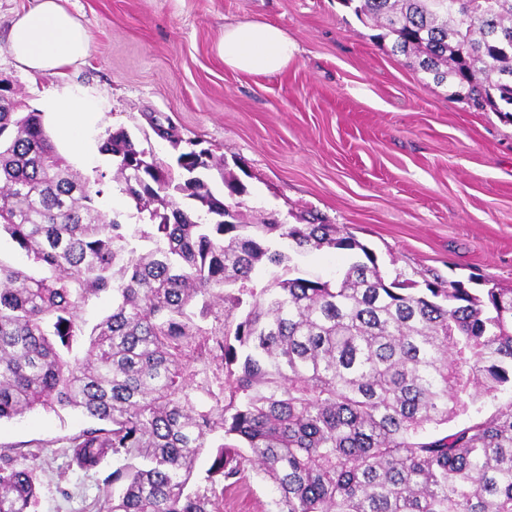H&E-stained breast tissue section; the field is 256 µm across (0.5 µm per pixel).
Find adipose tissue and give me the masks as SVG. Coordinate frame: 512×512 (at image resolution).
I'll return each mask as SVG.
<instances>
[{"mask_svg":"<svg viewBox=\"0 0 512 512\" xmlns=\"http://www.w3.org/2000/svg\"><path fill=\"white\" fill-rule=\"evenodd\" d=\"M66 2L38 0L12 22L8 46L27 74L62 79L68 67L88 57L89 37ZM216 52L227 69L264 76L286 70L296 44L273 23L241 20L225 25ZM43 111L58 136L72 142L80 131L95 124L100 109L84 91L66 85L46 96Z\"/></svg>","mask_w":512,"mask_h":512,"instance_id":"1","label":"adipose tissue"}]
</instances>
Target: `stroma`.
<instances>
[{"label":"stroma","instance_id":"1","mask_svg":"<svg viewBox=\"0 0 512 512\" xmlns=\"http://www.w3.org/2000/svg\"><path fill=\"white\" fill-rule=\"evenodd\" d=\"M37 0H0V78L27 109L56 85L31 79L9 53L13 18ZM91 37L67 80L99 102L92 148L74 169L110 172L97 145L125 128L163 162L197 143L223 157L244 185L248 218L286 224L314 212L348 228L386 278L467 280L472 272L512 288V122L472 112L418 68L373 40L339 0H68ZM279 25L299 52L286 71L252 76L225 68L216 45L229 21ZM174 128L159 138L154 124ZM290 252L297 275L336 277L339 250ZM82 416L37 411L0 422V452L23 447L36 512H93L110 491L112 462L81 471L67 439ZM272 485L248 472L224 493V512H274Z\"/></svg>","mask_w":512,"mask_h":512}]
</instances>
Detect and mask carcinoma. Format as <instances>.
<instances>
[{"mask_svg": "<svg viewBox=\"0 0 512 512\" xmlns=\"http://www.w3.org/2000/svg\"><path fill=\"white\" fill-rule=\"evenodd\" d=\"M340 2L450 98L512 119V0ZM42 116L0 97V241L16 248L0 256V421L85 416L73 460L119 462L95 512H223L216 484L248 464L276 512H512V288L388 281L316 216L253 224L237 209L226 224L206 177L244 188L213 155L174 169L109 130L99 150L133 229L98 207L105 173L73 170ZM276 237L354 261L333 282L287 268L257 288V266L289 260ZM37 499L33 471L0 454V512Z\"/></svg>", "mask_w": 512, "mask_h": 512, "instance_id": "obj_1", "label": "carcinoma"}]
</instances>
